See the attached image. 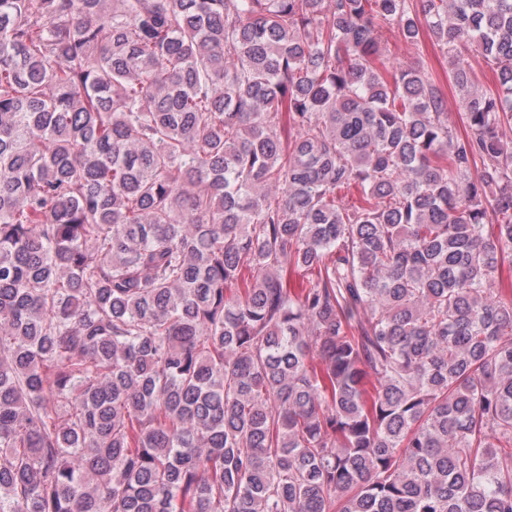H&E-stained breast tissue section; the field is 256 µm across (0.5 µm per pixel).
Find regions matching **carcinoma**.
Wrapping results in <instances>:
<instances>
[{"instance_id":"obj_1","label":"carcinoma","mask_w":512,"mask_h":512,"mask_svg":"<svg viewBox=\"0 0 512 512\" xmlns=\"http://www.w3.org/2000/svg\"><path fill=\"white\" fill-rule=\"evenodd\" d=\"M511 123L512 0H0V512H512ZM389 42L395 67L422 70L444 89L448 95V120L463 133L465 127L458 107V92L448 67V58L427 37L418 45H407L394 36H389Z\"/></svg>"}]
</instances>
